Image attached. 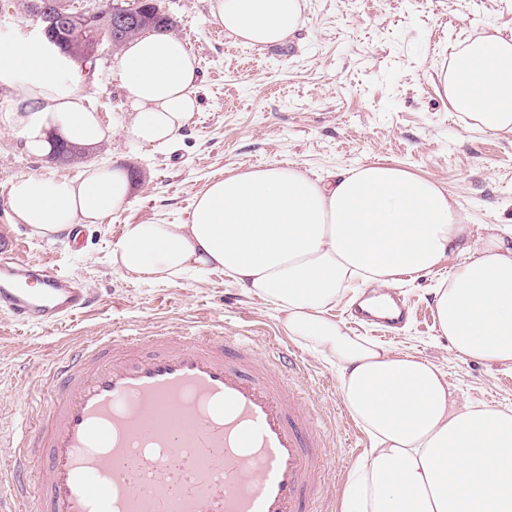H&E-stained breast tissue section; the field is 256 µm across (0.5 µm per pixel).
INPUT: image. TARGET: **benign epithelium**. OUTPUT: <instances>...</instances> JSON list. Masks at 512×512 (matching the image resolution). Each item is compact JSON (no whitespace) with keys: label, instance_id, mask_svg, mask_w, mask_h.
I'll use <instances>...</instances> for the list:
<instances>
[{"label":"benign epithelium","instance_id":"benign-epithelium-1","mask_svg":"<svg viewBox=\"0 0 512 512\" xmlns=\"http://www.w3.org/2000/svg\"><path fill=\"white\" fill-rule=\"evenodd\" d=\"M141 9V0H125V4L118 3L112 10V22L101 25L95 7L74 0L67 13L53 18V24L88 31L89 43L80 55L79 64L85 73L90 74L89 63L96 61L104 48L117 43L123 34L138 25Z\"/></svg>","mask_w":512,"mask_h":512}]
</instances>
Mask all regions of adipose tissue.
<instances>
[{"label":"adipose tissue","instance_id":"1","mask_svg":"<svg viewBox=\"0 0 512 512\" xmlns=\"http://www.w3.org/2000/svg\"><path fill=\"white\" fill-rule=\"evenodd\" d=\"M305 0H212L227 37L268 47L304 24ZM199 63L168 33L131 42L116 65L132 119L126 136L164 148L197 108ZM450 107L491 133H512V37L488 34L437 74ZM0 111L26 150L50 154L55 136L85 147L107 131L88 105L86 76L43 37L0 44ZM119 166L76 179L16 177L13 223L48 241L130 203ZM450 273L433 291L439 332L461 355L512 367V228L470 224L447 190L371 162L333 180L269 164L210 181L182 224H129L112 266L144 284L220 271L279 313L289 335L339 367L350 416L371 441L343 512H512V409L460 401L432 363L350 335L332 316L348 289L393 287L401 274Z\"/></svg>","mask_w":512,"mask_h":512}]
</instances>
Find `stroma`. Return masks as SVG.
<instances>
[{"instance_id": "35a3bbf8", "label": "stroma", "mask_w": 512, "mask_h": 512, "mask_svg": "<svg viewBox=\"0 0 512 512\" xmlns=\"http://www.w3.org/2000/svg\"><path fill=\"white\" fill-rule=\"evenodd\" d=\"M211 0H161L172 33L199 60V110L182 136L156 151L119 131L61 164L29 155L0 125V225L19 256L74 271L98 299L95 311L55 327L21 328L0 317V434L11 437L34 404L38 379L68 343L107 332L214 328L254 339L262 351L288 344L300 353L303 379L325 453L334 466L320 481L322 512H341L344 492L369 440L348 413L335 368L289 336L270 304L248 296L224 274L140 284L113 269L111 254L128 224H179L208 182L229 170L293 164L312 178L381 161L438 182L471 224L512 225V134L480 130L452 111L436 76L455 45L499 29L512 34V0H307L302 30L262 49L225 36ZM119 51L104 53L88 80L89 102L104 126L126 109L115 76ZM134 167L130 205L83 227L80 242L53 241L11 223L7 197L23 174L70 179L93 165ZM447 268L403 277L406 324L383 339L446 373L472 404L512 406V369L458 356L436 325L432 290Z\"/></svg>"}]
</instances>
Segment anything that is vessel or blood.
<instances>
[{
  "mask_svg": "<svg viewBox=\"0 0 512 512\" xmlns=\"http://www.w3.org/2000/svg\"><path fill=\"white\" fill-rule=\"evenodd\" d=\"M0 244V313L56 326L94 306L72 274ZM299 364L246 336L112 334L39 380L38 413L0 456V512H316L328 465ZM163 454L140 453L143 440Z\"/></svg>",
  "mask_w": 512,
  "mask_h": 512,
  "instance_id": "1",
  "label": "vessel or blood"
}]
</instances>
